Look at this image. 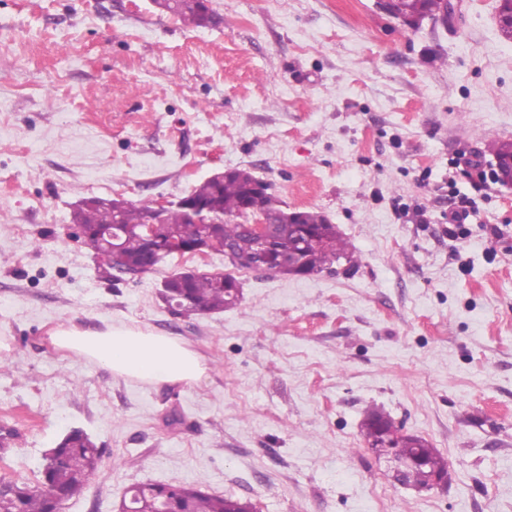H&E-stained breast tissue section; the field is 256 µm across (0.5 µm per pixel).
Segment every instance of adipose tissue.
Instances as JSON below:
<instances>
[{"label": "adipose tissue", "mask_w": 512, "mask_h": 512, "mask_svg": "<svg viewBox=\"0 0 512 512\" xmlns=\"http://www.w3.org/2000/svg\"><path fill=\"white\" fill-rule=\"evenodd\" d=\"M51 345L91 360L119 377L155 385L197 383L207 375L203 357L177 336L122 327L58 326Z\"/></svg>", "instance_id": "1"}]
</instances>
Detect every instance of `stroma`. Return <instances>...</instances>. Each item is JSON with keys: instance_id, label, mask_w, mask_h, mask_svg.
<instances>
[{"instance_id": "obj_1", "label": "stroma", "mask_w": 512, "mask_h": 512, "mask_svg": "<svg viewBox=\"0 0 512 512\" xmlns=\"http://www.w3.org/2000/svg\"><path fill=\"white\" fill-rule=\"evenodd\" d=\"M210 4L216 24L191 28L150 0H0V479L39 485L80 428L102 462L62 512H116L143 483L257 512H512V190L471 168L512 142L498 0L416 29L376 0ZM241 167L326 215L355 268L241 270L238 306L182 317L162 282L223 255L128 275L68 236L82 198L174 200ZM69 322L180 337L207 376L112 375L49 344ZM373 407L447 458L446 488L394 483L362 445Z\"/></svg>"}]
</instances>
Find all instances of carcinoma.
I'll use <instances>...</instances> for the list:
<instances>
[{"instance_id": "1", "label": "carcinoma", "mask_w": 512, "mask_h": 512, "mask_svg": "<svg viewBox=\"0 0 512 512\" xmlns=\"http://www.w3.org/2000/svg\"><path fill=\"white\" fill-rule=\"evenodd\" d=\"M152 5L179 19L183 25L194 28L205 27L213 22L214 13L208 11L204 0H152ZM389 14L396 18H428L443 24L450 16L448 0H390ZM256 182L255 175L248 169H233L221 180L208 177L195 185L186 198L196 204L209 206L215 213H224V223L215 229L213 252L222 254L229 247L233 260L252 256L255 238L245 222L252 218L244 208L252 201L251 191ZM111 197L92 196L83 199L71 213V223L81 224L89 230L106 223L112 203ZM262 217L274 224L276 231L274 247L277 253L298 254L297 262L281 270L288 275H311L333 271L335 267L352 262L353 251L343 239L336 225L315 210H303L300 223L287 224L288 211L281 208L271 195L261 202ZM152 202L127 203L122 210L125 233L121 244L126 257L139 259L146 247V238L141 227L152 215ZM186 210L173 205L163 214L162 223L155 225L154 245L158 260L173 255L169 250L173 241L189 245L200 234L197 224L186 223ZM171 288L168 295L186 292L189 306L183 309L188 315L221 312L235 306L240 298L236 277L231 273L176 272L164 280ZM364 438L379 435L382 440L400 449L404 456L412 458L422 455L430 469L442 476L448 475V460L423 437L407 434L402 428L381 411L373 410L364 419L361 427ZM63 458L58 462L43 460L41 484L49 485L59 494L76 492L92 479L100 468L101 452L87 436L75 432L58 442ZM16 498L10 500L7 512H51V505L42 488L32 489L23 482L14 481ZM158 485L136 486L125 492L123 502L132 512H151L156 501ZM180 494L192 512H226L231 495L204 493L190 485L180 486Z\"/></svg>"}]
</instances>
